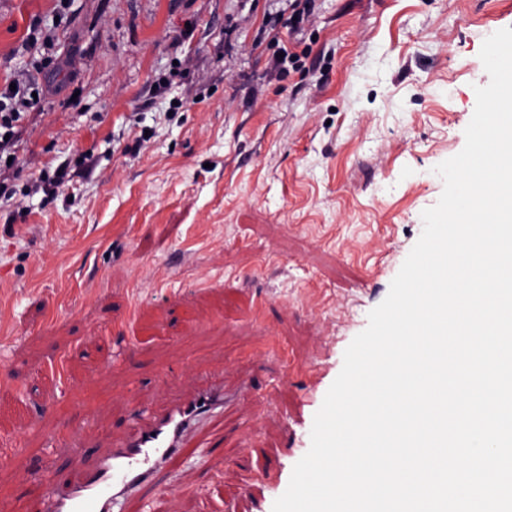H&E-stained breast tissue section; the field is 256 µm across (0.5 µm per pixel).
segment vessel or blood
<instances>
[{"label":"vessel or blood","mask_w":512,"mask_h":512,"mask_svg":"<svg viewBox=\"0 0 512 512\" xmlns=\"http://www.w3.org/2000/svg\"><path fill=\"white\" fill-rule=\"evenodd\" d=\"M232 399L223 386L194 391L162 410L141 408L126 436L83 466V475L68 486L44 478V512H122L125 500L154 483L158 471L179 455L190 433Z\"/></svg>","instance_id":"b4317fda"}]
</instances>
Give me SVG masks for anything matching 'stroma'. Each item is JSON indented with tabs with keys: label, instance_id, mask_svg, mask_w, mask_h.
<instances>
[{
	"label": "stroma",
	"instance_id": "stroma-1",
	"mask_svg": "<svg viewBox=\"0 0 512 512\" xmlns=\"http://www.w3.org/2000/svg\"><path fill=\"white\" fill-rule=\"evenodd\" d=\"M0 0V502L42 512L139 405L235 396L124 512H272L343 355L423 230L512 0ZM52 43L31 60L28 37ZM299 64H292L290 54ZM114 356L101 330L132 296ZM269 301L255 321L257 296ZM223 465H215V454ZM278 473L265 483V467ZM10 85L8 84L0 93V145L2 141L8 142L15 136L17 132L14 129L20 125L24 114H26L21 110L26 106V98L23 96L19 98L20 89L17 85H15V90H11ZM6 134H9L8 140H5Z\"/></svg>",
	"mask_w": 512,
	"mask_h": 512
}]
</instances>
